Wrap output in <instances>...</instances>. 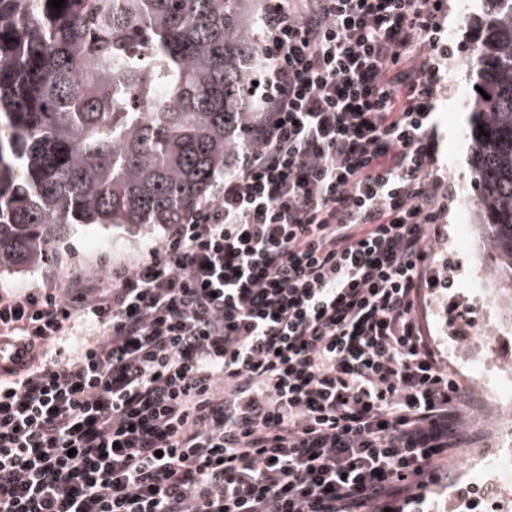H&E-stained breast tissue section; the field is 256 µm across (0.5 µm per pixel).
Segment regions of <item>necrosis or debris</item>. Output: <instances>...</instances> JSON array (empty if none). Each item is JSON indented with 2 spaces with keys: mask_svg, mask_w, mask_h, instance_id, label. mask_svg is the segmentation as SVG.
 <instances>
[{
  "mask_svg": "<svg viewBox=\"0 0 512 512\" xmlns=\"http://www.w3.org/2000/svg\"><path fill=\"white\" fill-rule=\"evenodd\" d=\"M477 294L489 305L487 324L477 331L479 345L470 353L472 381L476 390L494 406V445L468 457L473 479L475 512H506L512 505V373L501 364L512 330L503 322L497 288L479 283Z\"/></svg>",
  "mask_w": 512,
  "mask_h": 512,
  "instance_id": "4bbe7bcc",
  "label": "necrosis or debris"
}]
</instances>
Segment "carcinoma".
Listing matches in <instances>:
<instances>
[{"label": "carcinoma", "mask_w": 512, "mask_h": 512, "mask_svg": "<svg viewBox=\"0 0 512 512\" xmlns=\"http://www.w3.org/2000/svg\"><path fill=\"white\" fill-rule=\"evenodd\" d=\"M0 0V268L79 224H177L248 147L258 0ZM464 139L512 316V0H469ZM488 135H479L477 125Z\"/></svg>", "instance_id": "1"}]
</instances>
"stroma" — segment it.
<instances>
[{
    "instance_id": "1",
    "label": "stroma",
    "mask_w": 512,
    "mask_h": 512,
    "mask_svg": "<svg viewBox=\"0 0 512 512\" xmlns=\"http://www.w3.org/2000/svg\"><path fill=\"white\" fill-rule=\"evenodd\" d=\"M467 52L456 53L449 65L448 92L439 104L437 123L440 135V160L448 169L451 196L448 203V221L443 236L436 244L439 263L448 267V286L435 290L428 310L431 334L443 356L456 368L461 378H468L470 369L456 359L454 351L463 342L455 332L457 323L448 312L450 301H457L467 309L472 325L485 319L482 301L473 294L474 276L491 279L494 276L493 258L484 250V236L479 228L461 233L463 224L459 200L470 192L467 174L468 149L461 137V126L466 120L462 105L470 97ZM164 234L163 225L149 231L132 233L122 227L105 228L99 225L75 226L43 263L23 269L0 272V291L12 289H38L45 287L49 276L64 277L70 269H78L92 278L111 275L113 265L142 255L158 243Z\"/></svg>"
}]
</instances>
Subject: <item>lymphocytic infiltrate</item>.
<instances>
[{"mask_svg":"<svg viewBox=\"0 0 512 512\" xmlns=\"http://www.w3.org/2000/svg\"><path fill=\"white\" fill-rule=\"evenodd\" d=\"M448 0H263L250 148L112 280L0 293V512H422L473 400L424 324ZM93 338L72 344L78 323ZM30 356L22 345H18L10 354L0 352V379L18 371L30 360Z\"/></svg>","mask_w":512,"mask_h":512,"instance_id":"f902f5d3","label":"lymphocytic infiltrate"}]
</instances>
